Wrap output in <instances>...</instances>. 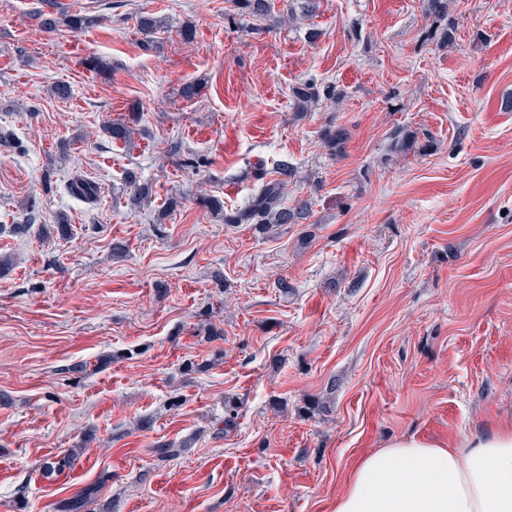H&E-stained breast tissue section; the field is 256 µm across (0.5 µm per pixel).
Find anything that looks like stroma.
I'll return each instance as SVG.
<instances>
[{
  "instance_id": "obj_1",
  "label": "stroma",
  "mask_w": 512,
  "mask_h": 512,
  "mask_svg": "<svg viewBox=\"0 0 512 512\" xmlns=\"http://www.w3.org/2000/svg\"><path fill=\"white\" fill-rule=\"evenodd\" d=\"M58 3L99 21L48 33L45 0H0V512H56L90 486L85 512H331L361 456L512 419V0H449V47L426 0H320L258 28L231 0ZM147 14L168 22L148 50ZM97 56L109 77L86 68ZM305 81L344 96L294 112ZM120 117L132 144L103 130ZM331 125L350 132L337 155ZM281 160L306 220L267 231L199 205L244 207ZM131 174L151 190L139 206ZM76 175L97 202L70 195Z\"/></svg>"
}]
</instances>
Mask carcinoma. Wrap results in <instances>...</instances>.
Wrapping results in <instances>:
<instances>
[{"instance_id": "carcinoma-1", "label": "carcinoma", "mask_w": 512, "mask_h": 512, "mask_svg": "<svg viewBox=\"0 0 512 512\" xmlns=\"http://www.w3.org/2000/svg\"><path fill=\"white\" fill-rule=\"evenodd\" d=\"M235 15L240 18L265 20L271 17L273 0H231ZM426 12L438 23L448 20V0H427ZM40 26L47 31H54L62 26L72 32H80L98 23L99 17L86 14L66 12H41L39 14ZM164 28L162 21L154 16H142L138 21V30L143 36V45L149 47L153 43V35ZM293 101L296 111L307 112L309 108L321 98L337 99L341 91L333 85L322 88L314 82L299 83L292 89ZM105 132L113 140L132 143L134 128L122 119H116L104 127ZM348 139L347 130L343 127H328L324 129L323 141L331 150H340ZM279 178L263 184L251 201L242 209L232 214L224 212V202L211 196H203L200 204L216 218L226 224H295L309 214V203L300 201L293 208L284 205V189L286 180L293 175L294 167L282 161L277 164ZM71 194L94 203L98 199V187L91 181L76 178L68 184ZM38 213L35 205H30L22 215L21 222L13 225L12 232L16 234L27 233L37 220ZM73 455L50 456L43 460L41 470L46 475L62 474L72 464ZM96 493L95 488L85 490L79 496L72 498L58 506L57 512H83L90 498Z\"/></svg>"}]
</instances>
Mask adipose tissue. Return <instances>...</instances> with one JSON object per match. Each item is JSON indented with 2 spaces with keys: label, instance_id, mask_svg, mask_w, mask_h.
Listing matches in <instances>:
<instances>
[{
  "label": "adipose tissue",
  "instance_id": "1",
  "mask_svg": "<svg viewBox=\"0 0 512 512\" xmlns=\"http://www.w3.org/2000/svg\"><path fill=\"white\" fill-rule=\"evenodd\" d=\"M334 512H512V422L456 448L392 441L353 467Z\"/></svg>",
  "mask_w": 512,
  "mask_h": 512
}]
</instances>
